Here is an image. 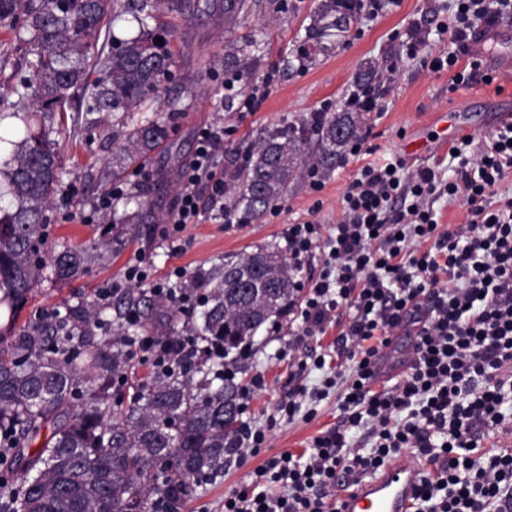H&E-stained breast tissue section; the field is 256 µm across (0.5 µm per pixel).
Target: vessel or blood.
<instances>
[{"label": "vessel or blood", "mask_w": 512, "mask_h": 512, "mask_svg": "<svg viewBox=\"0 0 512 512\" xmlns=\"http://www.w3.org/2000/svg\"><path fill=\"white\" fill-rule=\"evenodd\" d=\"M422 469L414 461L389 465L347 492L340 512H409L421 484Z\"/></svg>", "instance_id": "1"}]
</instances>
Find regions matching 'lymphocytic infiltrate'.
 Instances as JSON below:
<instances>
[{"instance_id":"lymphocytic-infiltrate-1","label":"lymphocytic infiltrate","mask_w":512,"mask_h":512,"mask_svg":"<svg viewBox=\"0 0 512 512\" xmlns=\"http://www.w3.org/2000/svg\"><path fill=\"white\" fill-rule=\"evenodd\" d=\"M483 25L512 27V0H457L453 21L439 28L462 46ZM223 155V124L201 126L162 232L172 254L183 250L186 225L224 219ZM509 168L512 124H505L461 159L454 181L428 168L405 171L400 162L369 163L343 195L335 235L322 236L316 222L289 227L294 259L321 258L320 274L306 282L297 334L319 336L339 325L336 353L350 363L342 417L314 439L305 463L285 452L251 470V489L225 497L224 512H336L328 501L333 489L348 490L407 448L436 467L415 497L426 512H512V452L480 465L473 458L490 431L512 425V199L492 203ZM443 194L462 196L465 223H438L429 200ZM416 240L428 249H414ZM124 279L148 286L163 303L201 298L187 287L184 269L153 280L140 254ZM405 334L415 338L406 375L377 388L386 349ZM137 346L156 368L186 355L224 363V345L215 340L143 336ZM353 427L374 438L369 453L348 440Z\"/></svg>"}]
</instances>
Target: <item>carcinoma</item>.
I'll return each mask as SVG.
<instances>
[{
	"label": "carcinoma",
	"mask_w": 512,
	"mask_h": 512,
	"mask_svg": "<svg viewBox=\"0 0 512 512\" xmlns=\"http://www.w3.org/2000/svg\"><path fill=\"white\" fill-rule=\"evenodd\" d=\"M115 2L0 0V26L24 16L32 55L26 102L13 107L39 113L37 126L0 161V183L11 196L10 205L0 207V306L16 313L37 286L45 212L64 172L59 142L52 138L59 133L57 117L86 99L94 111L120 115L125 131L113 155L120 171L149 158L168 137L159 115L137 116L174 64L173 34L158 43L154 21L159 11L181 14L197 5L126 0L139 32L106 52L98 43ZM358 9V0H320L308 29L316 50L326 49L324 39L333 32L348 31ZM258 50L253 36L228 41L226 73H243ZM96 69L103 77L91 82ZM377 73L368 64L354 82L367 93ZM362 123L363 112L348 107L264 132L233 176L243 222L284 200L306 165L334 169ZM312 141L317 151L309 154ZM149 209L143 201L123 217L127 229L112 238V251L135 239ZM85 260V247L67 248L55 257L53 274L69 280ZM189 283L210 289L190 337L223 342L226 358L251 344L271 318L287 314L296 293L292 261L276 245L226 256L218 273L196 271ZM101 324L95 311L74 307L62 318L45 315L18 336L0 329V448L11 449L23 471L22 484L0 503V512H176L194 485L224 472L238 448L242 388L230 371L175 364L151 372L127 406L110 407V390L129 369L130 338L140 325L126 326L122 341L103 345ZM42 436L45 442L32 448Z\"/></svg>",
	"instance_id": "carcinoma-1"
}]
</instances>
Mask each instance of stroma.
<instances>
[{
	"mask_svg": "<svg viewBox=\"0 0 512 512\" xmlns=\"http://www.w3.org/2000/svg\"><path fill=\"white\" fill-rule=\"evenodd\" d=\"M319 0H246L233 30H226L223 18L201 16L178 21L173 40L176 65L166 90L147 102V113L174 114L166 144L155 152L143 169L112 174V116L73 108L63 116L64 132L59 137L64 174L59 191L47 213L45 259H52L67 247H93L87 269L70 281H59L49 269L40 279L27 305L17 314L0 309V327L13 325L22 332L49 311L65 315L71 308H93L94 292L104 280L120 283L123 270L134 253H143L156 277H165L176 267L187 272L209 270L223 265L230 254H241L264 245L284 246L290 225L306 221L321 223L329 234L341 218V199L353 174L365 164L404 161L408 170L429 167L444 181L456 178L458 162L449 148L458 137L456 124H463L475 143H483L499 125L504 113H512V72H498L492 35L470 43L460 54L459 66L471 57L482 61V74L472 81L451 87L448 70L432 71L422 59L410 58L400 33L419 27L424 35V56L446 57L455 51L449 35L439 33V21L450 19L455 0H397L375 18L359 16L344 39L325 53H315L306 31ZM256 35L259 51L243 84L253 86L272 77L269 95L253 112L230 106L223 90L224 42L229 37ZM375 63L389 74L378 95L380 111L369 112L361 133L364 150L348 163L319 172L324 183L312 191L306 178H299L287 197L269 208L260 220L248 224H217L207 219L187 225L183 253H168L159 235L178 194L180 173L195 151V131L206 123L223 124L224 169L233 173L240 167L259 135L289 121L310 116L323 101L342 111L356 72ZM495 73L493 82L484 74ZM455 114V122L443 121V114ZM126 194L110 210L99 213L93 206L115 184ZM149 197L154 217L140 225L137 239L121 253L112 251V222L123 213L135 211L142 197ZM296 327L289 318L276 326H264L255 336L252 355L237 379L250 384L262 374L264 386L249 392L242 415L245 425L264 430L266 439L260 453L243 468L228 467L212 480L195 486L180 512H224V497L249 485L248 473L268 458L288 452L304 460L314 439L340 420L345 382L327 387L322 399L305 400L294 418L280 416L279 405L288 392L291 358L314 353L326 355L323 369L312 370L308 388L324 386L335 374L340 361L334 357L336 329L320 336L297 340Z\"/></svg>",
	"mask_w": 512,
	"mask_h": 512,
	"instance_id": "1",
	"label": "stroma"
}]
</instances>
